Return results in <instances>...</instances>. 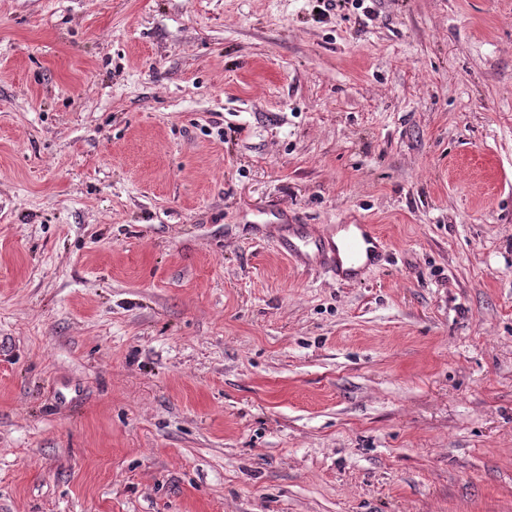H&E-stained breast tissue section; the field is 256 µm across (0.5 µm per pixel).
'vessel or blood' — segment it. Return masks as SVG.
Masks as SVG:
<instances>
[{"label": "vessel or blood", "mask_w": 512, "mask_h": 512, "mask_svg": "<svg viewBox=\"0 0 512 512\" xmlns=\"http://www.w3.org/2000/svg\"><path fill=\"white\" fill-rule=\"evenodd\" d=\"M271 237L295 264L322 267L343 283L356 280L373 267L383 247V239L372 224L327 228L278 224Z\"/></svg>", "instance_id": "b4317fda"}]
</instances>
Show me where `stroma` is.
Here are the masks:
<instances>
[{
	"instance_id": "1",
	"label": "stroma",
	"mask_w": 512,
	"mask_h": 512,
	"mask_svg": "<svg viewBox=\"0 0 512 512\" xmlns=\"http://www.w3.org/2000/svg\"><path fill=\"white\" fill-rule=\"evenodd\" d=\"M316 7L0 0V512H512V0ZM340 231L345 234L338 237ZM271 233L275 245L295 264L322 267L343 283L373 267L384 243L373 224H275Z\"/></svg>"
}]
</instances>
